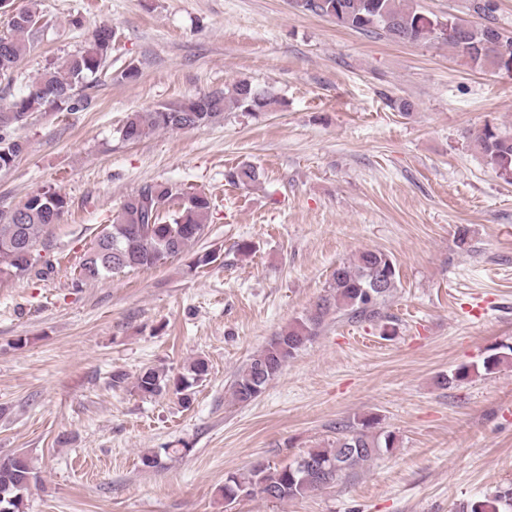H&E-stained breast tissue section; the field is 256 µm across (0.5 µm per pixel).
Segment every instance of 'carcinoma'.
Wrapping results in <instances>:
<instances>
[{
	"mask_svg": "<svg viewBox=\"0 0 512 512\" xmlns=\"http://www.w3.org/2000/svg\"><path fill=\"white\" fill-rule=\"evenodd\" d=\"M297 11L327 17L359 32L383 31L403 43L440 42L470 68H491L512 75V33L491 24H474L454 15L438 17L418 9L415 0H292ZM37 11L24 9L11 19V35L0 37V77L11 75L26 53ZM98 27L90 44L49 68L35 89L0 110V170L11 167L24 152V141L11 128L30 113L47 106L71 112L90 108L86 90L102 71L112 45ZM281 104L268 88L238 80L214 93L178 105L132 112L120 129L125 142H139L156 130L201 129L224 118L227 112L257 114ZM473 150L501 179L512 182V132L486 124L469 134ZM233 184L258 182L261 172L242 164L227 173ZM68 208L66 196L47 190L30 196L8 216H0V282L27 275L36 258L20 265V248L34 249L45 229L60 221ZM209 197L169 184L141 186L124 201L115 221L108 225L84 253L77 282L97 280L109 273L151 268L183 254L205 232ZM399 271L392 256L382 250H364L336 266L327 294L301 318L278 332L257 351L232 384L240 403L256 399L303 347L321 332L330 316L352 320L383 318L382 308L397 288ZM208 364L196 359L186 374L172 380L154 367L139 371L133 390L143 397L172 389L188 405L194 388L206 380ZM377 417L365 415L338 433L328 448H311L278 467L257 463L249 470L230 474L224 482V500L261 496L271 501L305 497L325 489L350 470L397 443L394 434L376 431ZM37 480L34 460L25 453L0 458V512H25V493ZM465 512H512V486L468 503Z\"/></svg>",
	"mask_w": 512,
	"mask_h": 512,
	"instance_id": "cac0c4a2",
	"label": "carcinoma"
}]
</instances>
